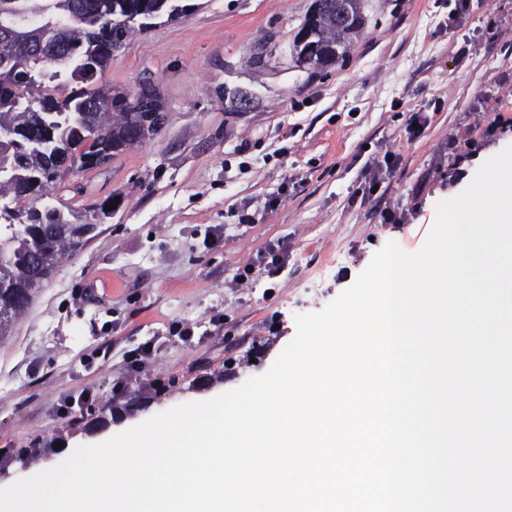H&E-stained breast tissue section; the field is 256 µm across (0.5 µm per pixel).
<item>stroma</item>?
<instances>
[{
	"mask_svg": "<svg viewBox=\"0 0 512 512\" xmlns=\"http://www.w3.org/2000/svg\"><path fill=\"white\" fill-rule=\"evenodd\" d=\"M184 2L102 75L155 89L168 123L48 192L85 223L117 206L0 344V488L267 371L295 314L323 309L386 243L418 251L437 203L512 145V0H363L346 56L315 72L291 53L313 0ZM414 112L427 122L413 137ZM388 151L394 166L374 171ZM372 175L376 193L356 197ZM276 244L285 268L236 287ZM146 345L149 365L132 368Z\"/></svg>",
	"mask_w": 512,
	"mask_h": 512,
	"instance_id": "obj_1",
	"label": "stroma"
}]
</instances>
